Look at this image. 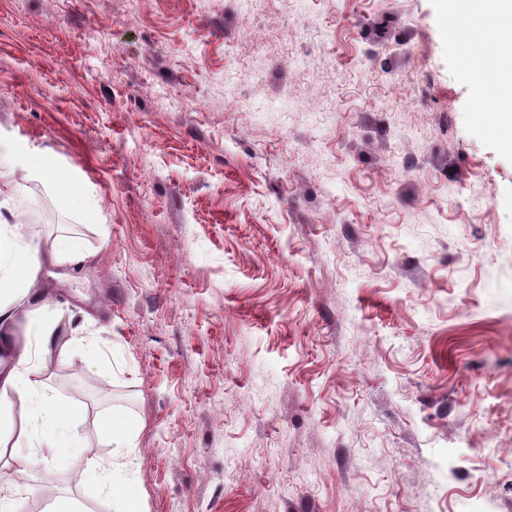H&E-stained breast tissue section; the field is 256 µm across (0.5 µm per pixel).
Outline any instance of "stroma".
Here are the masks:
<instances>
[{
	"label": "stroma",
	"mask_w": 512,
	"mask_h": 512,
	"mask_svg": "<svg viewBox=\"0 0 512 512\" xmlns=\"http://www.w3.org/2000/svg\"><path fill=\"white\" fill-rule=\"evenodd\" d=\"M462 24L0 0V170L49 159L17 212L96 253L42 271L75 447L13 512H115L86 462L116 409L139 512H512V148L475 124Z\"/></svg>",
	"instance_id": "obj_1"
}]
</instances>
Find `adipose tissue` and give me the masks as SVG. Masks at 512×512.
I'll use <instances>...</instances> for the list:
<instances>
[{"label": "adipose tissue", "instance_id": "ef3b65f1", "mask_svg": "<svg viewBox=\"0 0 512 512\" xmlns=\"http://www.w3.org/2000/svg\"><path fill=\"white\" fill-rule=\"evenodd\" d=\"M452 10L465 11L467 38L477 42L494 72V98L481 124L512 129V0H448ZM92 254L72 237L42 239L30 225L20 223L11 197L0 198V334H8L20 315L28 317L33 346L16 350L11 365L0 368V459L24 449L17 456L26 467L73 445V419L46 390L39 375L52 359L57 344L56 320L35 312H22L21 301L35 297V285L43 263L83 265ZM26 409L14 417L15 403ZM112 437L113 461L98 479L113 494H121L126 483L123 460L136 438V428L121 415L106 420Z\"/></svg>", "mask_w": 512, "mask_h": 512}]
</instances>
